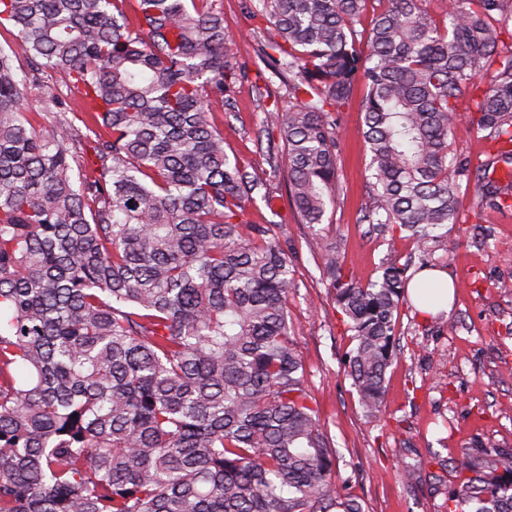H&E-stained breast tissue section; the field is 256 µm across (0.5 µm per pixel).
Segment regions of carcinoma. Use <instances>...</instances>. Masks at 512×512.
Segmentation results:
<instances>
[{"label": "carcinoma", "instance_id": "cac0c4a2", "mask_svg": "<svg viewBox=\"0 0 512 512\" xmlns=\"http://www.w3.org/2000/svg\"><path fill=\"white\" fill-rule=\"evenodd\" d=\"M242 0L263 33L258 74L295 105L265 111L287 164L265 176L224 151L207 119L246 73L221 0H0V512H363L345 492L291 334L294 288L272 207L285 181L301 222L324 221L338 183L337 114L357 78L373 179L361 221L408 232L424 257L477 208L512 210V0ZM24 59V66L15 65ZM58 76L80 103L26 87ZM474 116L457 106L476 78ZM83 111L79 128L71 115ZM472 131L485 159L452 153ZM353 347L347 375L380 412L407 267L363 284L316 243ZM447 512H512V451L461 449ZM26 107L28 118L33 124H44L54 119V114L51 110L52 106L48 107L38 88L31 87L27 89Z\"/></svg>", "mask_w": 512, "mask_h": 512}]
</instances>
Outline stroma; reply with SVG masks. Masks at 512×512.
Wrapping results in <instances>:
<instances>
[{
    "label": "stroma",
    "instance_id": "obj_1",
    "mask_svg": "<svg viewBox=\"0 0 512 512\" xmlns=\"http://www.w3.org/2000/svg\"><path fill=\"white\" fill-rule=\"evenodd\" d=\"M225 19L239 44L238 59L249 68L231 106L214 109L210 122L224 132L229 156L255 170L267 167L268 149L260 142L264 110L287 111L285 91L257 101L254 92L258 39L240 0H221ZM363 87L340 114L339 184L327 201L316 229L298 221L284 186H273L276 210L262 202L247 205V221L275 220V234L286 240L295 269L289 299L293 338L312 386L320 424L339 454L347 493L364 512H443V490L428 488V462L453 464L461 449H512V211H478L472 191L461 194L462 207L478 221L452 224L433 256L435 268L454 281L450 311L421 313L414 301L400 307L396 356L388 368L379 417L362 412L344 357L353 346L336 311L334 296L322 280L309 246L312 234L337 244L340 264L361 282L375 280L386 260L421 269L412 240L388 248L385 233L359 218L369 204L370 155L363 136L360 101Z\"/></svg>",
    "mask_w": 512,
    "mask_h": 512
}]
</instances>
